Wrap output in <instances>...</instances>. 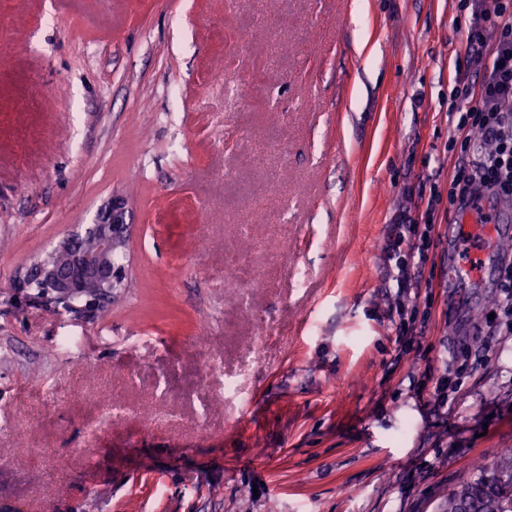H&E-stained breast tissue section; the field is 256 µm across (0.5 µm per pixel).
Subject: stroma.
Returning <instances> with one entry per match:
<instances>
[{"label": "stroma", "instance_id": "obj_1", "mask_svg": "<svg viewBox=\"0 0 512 512\" xmlns=\"http://www.w3.org/2000/svg\"><path fill=\"white\" fill-rule=\"evenodd\" d=\"M467 17L0 0L23 47H0V512H440L512 448V335L488 333L480 270L449 278L436 249L408 355L385 313L390 227L454 170ZM115 192L126 291L81 320L15 303ZM445 372L441 420L418 390Z\"/></svg>", "mask_w": 512, "mask_h": 512}]
</instances>
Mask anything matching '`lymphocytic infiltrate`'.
I'll return each instance as SVG.
<instances>
[{
  "label": "lymphocytic infiltrate",
  "instance_id": "obj_1",
  "mask_svg": "<svg viewBox=\"0 0 512 512\" xmlns=\"http://www.w3.org/2000/svg\"><path fill=\"white\" fill-rule=\"evenodd\" d=\"M470 13L466 52L490 55L478 86L457 79L454 99L457 134L448 142L457 162L447 192L431 189L421 215L400 212L383 247L385 288L391 290L396 313L403 314L419 290L432 287L426 268L435 250L434 213L441 200L480 206L485 196L512 203V0H461ZM496 317L492 333L512 334V258L502 261L495 281Z\"/></svg>",
  "mask_w": 512,
  "mask_h": 512
}]
</instances>
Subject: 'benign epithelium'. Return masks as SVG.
<instances>
[{
  "instance_id": "obj_1",
  "label": "benign epithelium",
  "mask_w": 512,
  "mask_h": 512,
  "mask_svg": "<svg viewBox=\"0 0 512 512\" xmlns=\"http://www.w3.org/2000/svg\"><path fill=\"white\" fill-rule=\"evenodd\" d=\"M127 212L126 197L112 194L90 223L76 225L53 247L51 258L28 265L17 290L75 318H87L105 308L128 288V269L112 262L113 254L127 249L131 230ZM89 282L95 291L83 306L71 307L70 294ZM36 286L43 291H33Z\"/></svg>"
}]
</instances>
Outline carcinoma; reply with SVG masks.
Returning a JSON list of instances; mask_svg holds the SVG:
<instances>
[{
    "label": "carcinoma",
    "mask_w": 512,
    "mask_h": 512,
    "mask_svg": "<svg viewBox=\"0 0 512 512\" xmlns=\"http://www.w3.org/2000/svg\"><path fill=\"white\" fill-rule=\"evenodd\" d=\"M442 512H512V449L489 466L475 465V475L448 493Z\"/></svg>",
    "instance_id": "cac0c4a2"
}]
</instances>
